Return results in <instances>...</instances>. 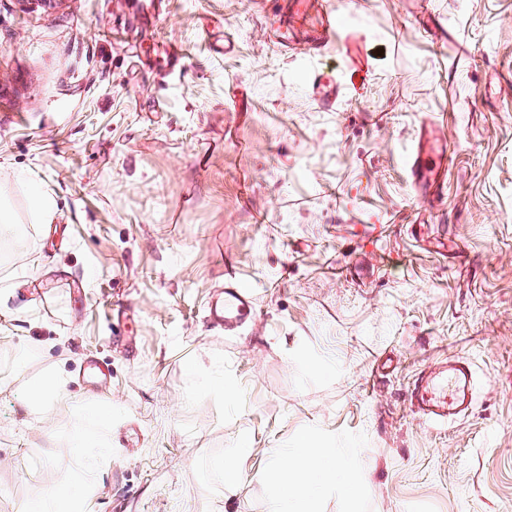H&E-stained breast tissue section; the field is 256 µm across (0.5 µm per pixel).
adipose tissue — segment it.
<instances>
[{
	"label": "adipose tissue",
	"mask_w": 512,
	"mask_h": 512,
	"mask_svg": "<svg viewBox=\"0 0 512 512\" xmlns=\"http://www.w3.org/2000/svg\"><path fill=\"white\" fill-rule=\"evenodd\" d=\"M310 437H303L295 447L281 452L264 480L270 491V512H314L313 504L329 488L352 493L358 477L349 453L334 448H314ZM112 446L77 434L59 457L60 464L81 462V478L34 502L32 512H84L95 485L91 474L95 466L111 456Z\"/></svg>",
	"instance_id": "ef3b65f1"
}]
</instances>
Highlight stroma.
<instances>
[{"label": "stroma", "instance_id": "35a3bbf8", "mask_svg": "<svg viewBox=\"0 0 512 512\" xmlns=\"http://www.w3.org/2000/svg\"><path fill=\"white\" fill-rule=\"evenodd\" d=\"M330 2L367 74L338 43L277 50L250 0H0V189L25 225L0 258V512L73 482L57 455L84 430L112 441L92 512H269L264 473L306 431L360 479L315 512H512V0H432L444 47L414 0ZM426 119L448 175L423 209ZM33 181L59 232L30 223ZM229 270L259 308L232 336L205 314ZM456 357L473 407L435 427L408 390ZM50 374L76 406L44 419L24 390ZM427 126L423 125L417 134V144L407 155V164L411 177L417 182L420 188L430 187L432 184L437 189L441 178L445 173L444 151L434 155L428 146ZM190 371L198 379H200L205 391L212 394H224L225 400H231L235 397V389L233 386L224 383V375H216L213 373L203 362L192 363L190 365Z\"/></svg>", "mask_w": 512, "mask_h": 512}]
</instances>
